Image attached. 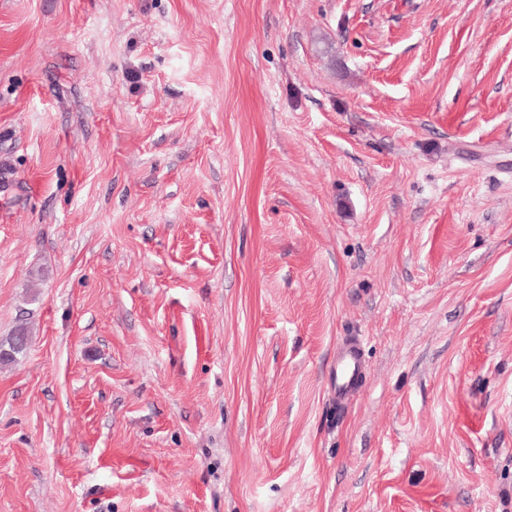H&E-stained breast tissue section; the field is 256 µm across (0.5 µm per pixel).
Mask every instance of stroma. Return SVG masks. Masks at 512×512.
Listing matches in <instances>:
<instances>
[{
  "label": "stroma",
  "instance_id": "1",
  "mask_svg": "<svg viewBox=\"0 0 512 512\" xmlns=\"http://www.w3.org/2000/svg\"><path fill=\"white\" fill-rule=\"evenodd\" d=\"M21 324L0 512H512V0H0ZM362 367L361 358L354 348L343 351L336 359V393L346 397L355 387Z\"/></svg>",
  "mask_w": 512,
  "mask_h": 512
}]
</instances>
